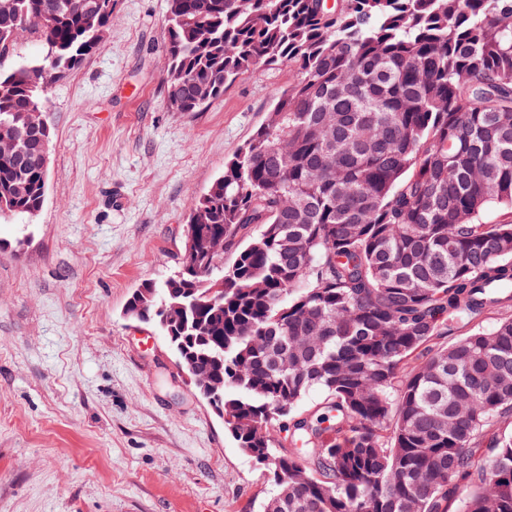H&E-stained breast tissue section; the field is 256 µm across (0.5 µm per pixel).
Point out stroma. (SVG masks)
Returning <instances> with one entry per match:
<instances>
[{"mask_svg":"<svg viewBox=\"0 0 512 512\" xmlns=\"http://www.w3.org/2000/svg\"><path fill=\"white\" fill-rule=\"evenodd\" d=\"M164 19L165 0H114L45 95L41 211L0 223V512H258L272 489L124 310L176 266L196 200L294 74L263 67L170 111Z\"/></svg>","mask_w":512,"mask_h":512,"instance_id":"1","label":"stroma"}]
</instances>
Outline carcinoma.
I'll use <instances>...</instances> for the list:
<instances>
[{
    "instance_id": "cac0c4a2",
    "label": "carcinoma",
    "mask_w": 512,
    "mask_h": 512,
    "mask_svg": "<svg viewBox=\"0 0 512 512\" xmlns=\"http://www.w3.org/2000/svg\"><path fill=\"white\" fill-rule=\"evenodd\" d=\"M111 2L0 0V218L41 210L31 125ZM165 21L173 112L295 74L195 202L200 248L127 302L212 379L262 512H512V0H166Z\"/></svg>"
}]
</instances>
